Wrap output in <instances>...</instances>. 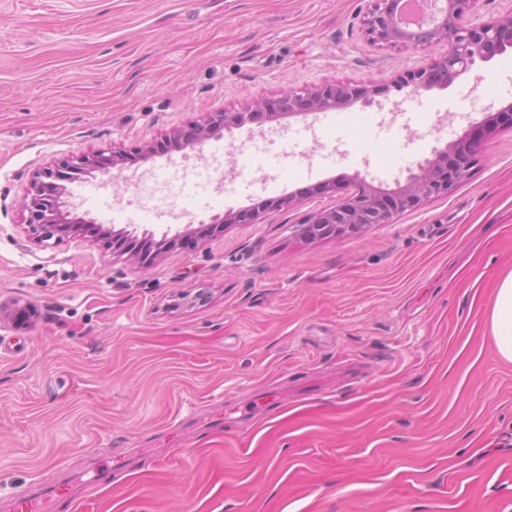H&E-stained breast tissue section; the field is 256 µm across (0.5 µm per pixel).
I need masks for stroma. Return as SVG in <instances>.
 Listing matches in <instances>:
<instances>
[{"label":"stroma","mask_w":512,"mask_h":512,"mask_svg":"<svg viewBox=\"0 0 512 512\" xmlns=\"http://www.w3.org/2000/svg\"><path fill=\"white\" fill-rule=\"evenodd\" d=\"M371 0H0V512H512V362L490 331L512 269V130L487 131L466 182L380 224L293 228L354 175L394 187L512 103V49L416 96L395 83L444 48L371 42ZM327 81L390 127L336 134L329 113L249 124L138 161L146 144ZM284 143L266 169L240 145ZM118 147L122 170L72 184L96 225L195 243L141 266L85 237L42 242L23 198L68 157ZM212 169L151 220L143 175ZM252 224L211 231L212 215ZM181 292L200 294L194 306ZM99 464L109 476L86 489Z\"/></svg>","instance_id":"obj_1"}]
</instances>
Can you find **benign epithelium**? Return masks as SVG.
<instances>
[{
  "mask_svg": "<svg viewBox=\"0 0 512 512\" xmlns=\"http://www.w3.org/2000/svg\"><path fill=\"white\" fill-rule=\"evenodd\" d=\"M373 8L365 20L372 40L400 49L425 44H441L446 51L427 68L412 72L407 81L396 90H407L415 96L434 86H447L460 74L471 69L477 61H485L506 48H512V10L473 24L467 20L476 0H434L435 12L430 27L423 32L406 31L396 22L399 0H372ZM369 88L350 83L326 82L303 92L283 91L272 99L255 102L240 111L213 112L202 123L187 130H176L162 140L160 147L147 144L138 150L140 160L147 162L157 156V150L166 153L194 149L225 131L239 129L251 123H281L298 115L335 110L350 100L367 98ZM484 128H473L471 138L458 140L434 151L432 157L409 170L405 182L393 188L375 186L360 180L359 189L339 196L336 203L326 209L310 213L294 230L303 239L325 238L345 231H354L375 224H389L398 214L419 207L423 202L454 192L475 164L476 146ZM127 154L120 148L108 153H85L70 157L37 173L27 189L24 208L28 211L27 224L38 239L49 241L65 235L79 237L86 220L79 217V205L72 200L68 184L96 171H106L126 163ZM256 215L248 211H227L212 217L217 225L255 221ZM195 232L191 224L170 233L157 235L145 231L137 236L126 230L97 228L95 241L101 243L115 257L133 262L138 258L128 251L127 243L139 242L143 249L156 255L170 251L177 242Z\"/></svg>",
  "mask_w": 512,
  "mask_h": 512,
  "instance_id": "benign-epithelium-1",
  "label": "benign epithelium"
}]
</instances>
